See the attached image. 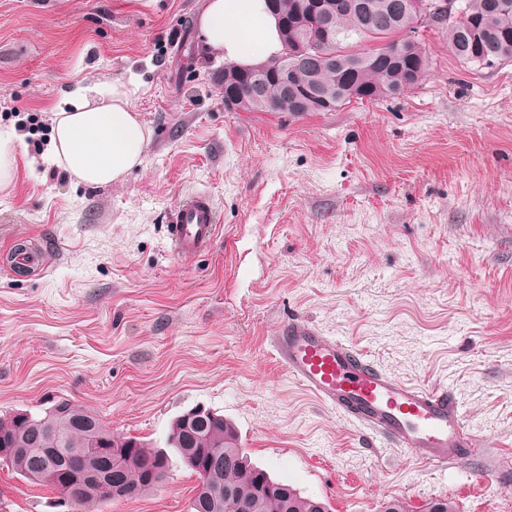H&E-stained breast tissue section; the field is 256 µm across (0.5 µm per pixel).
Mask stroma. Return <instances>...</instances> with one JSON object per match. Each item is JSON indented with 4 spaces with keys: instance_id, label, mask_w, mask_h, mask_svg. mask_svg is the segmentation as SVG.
<instances>
[{
    "instance_id": "obj_1",
    "label": "stroma",
    "mask_w": 512,
    "mask_h": 512,
    "mask_svg": "<svg viewBox=\"0 0 512 512\" xmlns=\"http://www.w3.org/2000/svg\"><path fill=\"white\" fill-rule=\"evenodd\" d=\"M205 0H0V416L66 399L115 433L163 446L202 407L252 461L332 512H512V61L459 60L418 32L426 81L332 112H232L223 64L198 35ZM80 81L136 82L150 132L141 166L106 186L43 164L57 103ZM197 192L220 215L213 248L177 262L166 216ZM298 319L384 372L451 389L483 456L441 470L305 392L270 348ZM198 479L92 512H193ZM0 461V512H70Z\"/></svg>"
}]
</instances>
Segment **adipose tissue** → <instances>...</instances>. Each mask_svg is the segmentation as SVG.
I'll return each mask as SVG.
<instances>
[{
    "label": "adipose tissue",
    "mask_w": 512,
    "mask_h": 512,
    "mask_svg": "<svg viewBox=\"0 0 512 512\" xmlns=\"http://www.w3.org/2000/svg\"><path fill=\"white\" fill-rule=\"evenodd\" d=\"M198 29L209 57L241 68L254 67L281 48L278 20L263 0H207ZM129 95L120 82L108 90L88 83L65 95L44 161L90 186L121 180L140 164L149 137Z\"/></svg>",
    "instance_id": "ef3b65f1"
}]
</instances>
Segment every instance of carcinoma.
Segmentation results:
<instances>
[{"mask_svg":"<svg viewBox=\"0 0 512 512\" xmlns=\"http://www.w3.org/2000/svg\"><path fill=\"white\" fill-rule=\"evenodd\" d=\"M369 7H363V2ZM393 0H341L333 19L335 36L319 47L318 63L303 62L293 54L295 32L279 29L281 50L265 65L266 97L281 94L282 58L288 57V88L303 103L304 112H331L351 101L372 102L394 97L419 85L428 75L429 60L421 43L414 40L398 55L389 54L405 40L394 35L409 29L412 14L391 11ZM459 17H445L436 24L448 30V46L461 60L479 65L512 61V8L497 0H456ZM386 39L388 43L363 52L350 50L349 40ZM224 102L234 112H264L224 65ZM116 436L94 412L67 402L65 414L51 406L42 414L17 412L0 418V456L23 478L51 486L79 512L108 498L83 491L70 479L67 463L55 464L53 448H90L102 452L94 457L112 476V485L123 490L125 499L138 498L158 487L167 477L170 455L178 456L196 475L201 470L218 476L219 488L206 490L197 485L192 502L194 512H328L318 500L302 497L296 489L274 479L266 470L252 465L240 448L238 433L224 416L210 412L185 423L173 421L166 448H151L134 438L124 437L126 458H112Z\"/></svg>","mask_w":512,"mask_h":512,"instance_id":"1","label":"carcinoma"}]
</instances>
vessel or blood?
<instances>
[{"label": "vessel or blood", "mask_w": 512, "mask_h": 512, "mask_svg": "<svg viewBox=\"0 0 512 512\" xmlns=\"http://www.w3.org/2000/svg\"><path fill=\"white\" fill-rule=\"evenodd\" d=\"M217 227L210 196L197 193L180 202L167 226L173 258L191 260L208 251ZM271 346L289 376L323 405L396 447L421 450L432 466L477 455L485 446L448 387L402 382L346 341L295 319L282 323Z\"/></svg>", "instance_id": "b4317fda"}]
</instances>
